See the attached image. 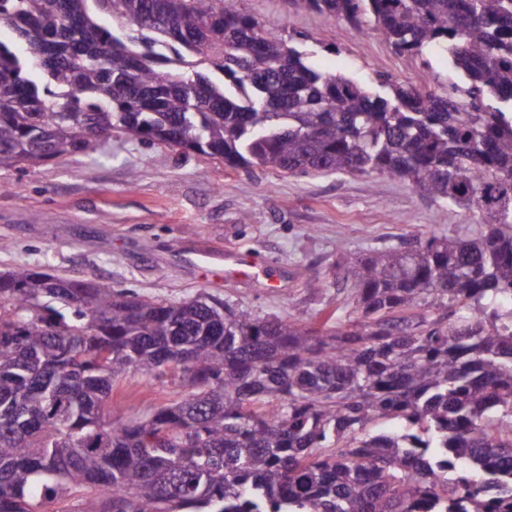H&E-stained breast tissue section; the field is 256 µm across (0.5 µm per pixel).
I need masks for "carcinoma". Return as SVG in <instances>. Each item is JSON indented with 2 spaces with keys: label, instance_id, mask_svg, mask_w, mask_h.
I'll list each match as a JSON object with an SVG mask.
<instances>
[{
  "label": "carcinoma",
  "instance_id": "1",
  "mask_svg": "<svg viewBox=\"0 0 512 512\" xmlns=\"http://www.w3.org/2000/svg\"><path fill=\"white\" fill-rule=\"evenodd\" d=\"M284 4L458 80L368 89L235 0H0V165L121 133L400 178L479 236L339 258L356 317L327 329L0 270V512H512V0ZM132 370L187 393L114 420Z\"/></svg>",
  "mask_w": 512,
  "mask_h": 512
}]
</instances>
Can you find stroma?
<instances>
[{
	"instance_id": "stroma-1",
	"label": "stroma",
	"mask_w": 512,
	"mask_h": 512,
	"mask_svg": "<svg viewBox=\"0 0 512 512\" xmlns=\"http://www.w3.org/2000/svg\"><path fill=\"white\" fill-rule=\"evenodd\" d=\"M237 6L280 32L306 33L310 44H336L337 54H318L320 66L366 85L379 70L420 90L451 76L443 61L425 70L373 33L289 11L283 0ZM479 229L478 214L422 200L398 178L248 171L118 133L91 156L0 166V270L44 269L167 301L208 295L306 325L352 314L340 254L362 255L417 232L470 240ZM228 248L254 257L278 287L225 280L211 259ZM177 390L171 378L130 372L112 416L138 418Z\"/></svg>"
}]
</instances>
